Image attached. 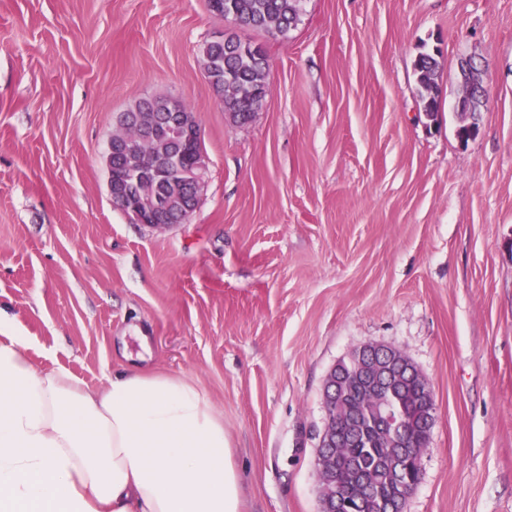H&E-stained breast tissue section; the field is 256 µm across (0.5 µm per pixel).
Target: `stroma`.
I'll return each mask as SVG.
<instances>
[{
    "label": "stroma",
    "instance_id": "1",
    "mask_svg": "<svg viewBox=\"0 0 512 512\" xmlns=\"http://www.w3.org/2000/svg\"><path fill=\"white\" fill-rule=\"evenodd\" d=\"M208 0H0V310L42 368L198 385L241 512H320L323 387L367 342L428 378L436 421L404 512H512V0H304L250 32L270 94L247 124L203 68ZM441 51L439 115L417 56ZM485 66L456 136L459 64ZM171 96L207 177L187 223L110 195L117 117ZM167 201L159 196L139 202L137 208L132 209L133 220L152 228H166L174 224H163L161 215L167 209Z\"/></svg>",
    "mask_w": 512,
    "mask_h": 512
}]
</instances>
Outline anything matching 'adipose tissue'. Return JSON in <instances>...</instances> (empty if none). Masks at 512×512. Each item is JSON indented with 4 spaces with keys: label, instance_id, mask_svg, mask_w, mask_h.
I'll use <instances>...</instances> for the list:
<instances>
[{
    "label": "adipose tissue",
    "instance_id": "ef3b65f1",
    "mask_svg": "<svg viewBox=\"0 0 512 512\" xmlns=\"http://www.w3.org/2000/svg\"><path fill=\"white\" fill-rule=\"evenodd\" d=\"M0 512H240L224 419L180 376L43 369L0 317Z\"/></svg>",
    "mask_w": 512,
    "mask_h": 512
}]
</instances>
